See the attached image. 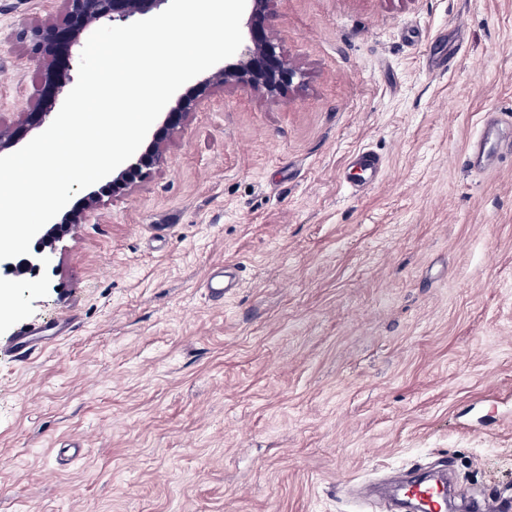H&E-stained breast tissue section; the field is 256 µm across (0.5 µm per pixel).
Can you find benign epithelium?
Wrapping results in <instances>:
<instances>
[{
    "mask_svg": "<svg viewBox=\"0 0 512 512\" xmlns=\"http://www.w3.org/2000/svg\"><path fill=\"white\" fill-rule=\"evenodd\" d=\"M165 0H62L71 21L57 26L48 21H35L25 26L19 39L31 46L33 56L40 59V79L35 94L40 102L38 112H20L11 121L0 119V153L22 141L29 132L41 126L54 111L56 103L70 80L71 71L78 62L75 54L101 23L126 22L144 15L163 4ZM249 3L247 20L249 39L241 44L235 59L210 73L196 91L180 97L164 118L163 132L147 148L134 154L124 166L113 172L107 194L112 197L127 194L137 184L149 179L164 160L167 141L177 134L192 112L199 98L211 88H237L262 93L276 98L290 91L296 68L287 57L276 51L267 29L268 12L272 0H246ZM104 194L90 192L84 207L71 215V223H83L87 213L96 210ZM63 226L54 224L30 246V253L0 260V270L6 275L26 272L37 276L53 262V242Z\"/></svg>",
    "mask_w": 512,
    "mask_h": 512,
    "instance_id": "obj_1",
    "label": "benign epithelium"
}]
</instances>
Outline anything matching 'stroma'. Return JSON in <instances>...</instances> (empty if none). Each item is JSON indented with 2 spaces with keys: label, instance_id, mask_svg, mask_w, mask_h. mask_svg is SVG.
<instances>
[{
  "label": "stroma",
  "instance_id": "stroma-1",
  "mask_svg": "<svg viewBox=\"0 0 512 512\" xmlns=\"http://www.w3.org/2000/svg\"><path fill=\"white\" fill-rule=\"evenodd\" d=\"M64 18L0 0L1 117L37 106L16 32ZM268 25L300 87L207 90L150 179L55 216L52 270L0 275V344L79 320L0 355V512H386L365 487L441 461L512 497V159L465 162L512 115V0H273ZM362 150L384 172L356 192ZM236 286V275H229L227 281L225 280L224 282V267H220L211 273L205 282L204 288H207L209 295L213 299L221 300L225 294L229 293V288H236ZM76 324L74 316L63 321L43 322L18 332L8 342L1 344L0 351L14 362L27 363L42 348L72 334Z\"/></svg>",
  "mask_w": 512,
  "mask_h": 512
}]
</instances>
